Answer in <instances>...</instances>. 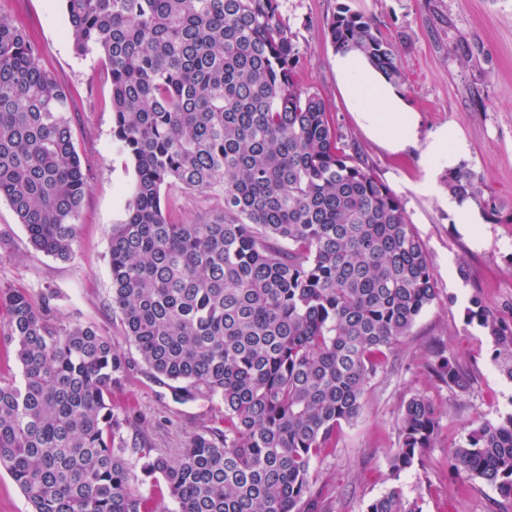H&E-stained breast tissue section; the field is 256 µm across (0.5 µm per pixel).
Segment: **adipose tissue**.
<instances>
[{"mask_svg": "<svg viewBox=\"0 0 512 512\" xmlns=\"http://www.w3.org/2000/svg\"><path fill=\"white\" fill-rule=\"evenodd\" d=\"M336 71L371 137L395 151L415 146L418 118L394 87L355 54L337 56Z\"/></svg>", "mask_w": 512, "mask_h": 512, "instance_id": "adipose-tissue-1", "label": "adipose tissue"}]
</instances>
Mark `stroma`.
I'll return each mask as SVG.
<instances>
[{
	"mask_svg": "<svg viewBox=\"0 0 512 512\" xmlns=\"http://www.w3.org/2000/svg\"><path fill=\"white\" fill-rule=\"evenodd\" d=\"M364 12L393 43L406 81L400 92L427 141L447 127L465 149L458 163L478 178L481 195L471 201L474 224L459 223L448 206L445 169L428 175L420 151H393L371 139L336 74V52L324 22L339 4ZM281 10L306 61L298 82L317 91L342 134L364 153L374 175L401 200L428 253L439 296L366 386V408L343 426L312 466L317 512H365L389 484V459L398 446V417L413 396L433 404L439 431L422 464L402 478L407 498L422 512H512V498L481 480L454 476L448 454L473 424L512 411V383L492 358V344L470 322L466 309L481 297L492 311L512 319V0H281ZM0 13L21 21L35 51L65 85L81 121L75 141L89 176L74 256L69 261L33 251L6 201H0V237L9 241L0 258V287L32 294L53 290L56 316L91 324L118 353L134 361L129 376L112 390L116 413L140 415L152 447L173 454L190 436L224 425L217 401L175 402L169 387L151 376L112 311L108 241L125 217L134 171L112 138V88L102 60L78 56L67 36L61 0H0ZM434 180V191L424 184ZM452 352L472 377L466 390L431 374L437 351Z\"/></svg>",
	"mask_w": 512,
	"mask_h": 512,
	"instance_id": "obj_1",
	"label": "stroma"
}]
</instances>
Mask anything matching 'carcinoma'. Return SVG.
Here are the masks:
<instances>
[{
	"label": "carcinoma",
	"mask_w": 512,
	"mask_h": 512,
	"mask_svg": "<svg viewBox=\"0 0 512 512\" xmlns=\"http://www.w3.org/2000/svg\"><path fill=\"white\" fill-rule=\"evenodd\" d=\"M76 54H97L112 85V138L134 171L109 240L112 311L142 363L185 404L224 403V430L175 455L128 438L139 417L112 409L131 371L92 325L55 319L57 296L0 288V347L20 380L0 381V466L32 512H141L139 485L164 480L176 512H314L313 460L365 407V385L438 297L400 199L296 81L305 49L280 0H62ZM324 33L393 87L394 45L338 7ZM68 92L28 30L0 14V200L29 246L74 255L88 173ZM448 193L475 198L471 171ZM215 193L224 210L185 223L171 194ZM512 382V324L471 300ZM450 387L470 378L435 354ZM390 487L366 512H422L401 475L438 433L429 399L398 422ZM457 476L512 497V412L472 429L449 457Z\"/></svg>",
	"instance_id": "carcinoma-1"
}]
</instances>
